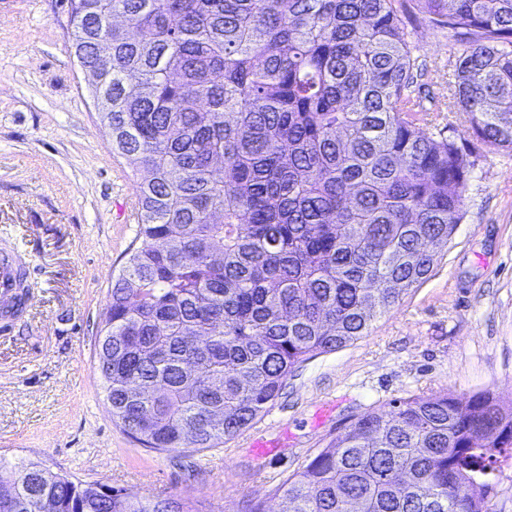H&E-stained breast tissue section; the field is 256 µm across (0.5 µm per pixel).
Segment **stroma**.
I'll return each mask as SVG.
<instances>
[{
	"label": "stroma",
	"instance_id": "35a3bbf8",
	"mask_svg": "<svg viewBox=\"0 0 512 512\" xmlns=\"http://www.w3.org/2000/svg\"><path fill=\"white\" fill-rule=\"evenodd\" d=\"M70 0H0V247L27 259L31 302L0 332V458L85 484L178 494L207 512L278 507L272 488L370 408L418 394L491 389L512 404V151L447 111L467 30L400 13L437 104L432 131L476 161L465 215L429 277L367 335L318 355L240 433L201 451L157 453L112 417L97 341L112 282L138 233L143 174L112 151L70 48Z\"/></svg>",
	"mask_w": 512,
	"mask_h": 512
}]
</instances>
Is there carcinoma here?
<instances>
[{
    "instance_id": "cac0c4a2",
    "label": "carcinoma",
    "mask_w": 512,
    "mask_h": 512,
    "mask_svg": "<svg viewBox=\"0 0 512 512\" xmlns=\"http://www.w3.org/2000/svg\"><path fill=\"white\" fill-rule=\"evenodd\" d=\"M415 2L471 35L448 108L512 151V0ZM71 19L112 151L146 172L98 339L107 402L148 448H214L427 278L475 161L429 131L396 0H84ZM509 459L495 392L419 395L356 417L272 494L282 512H496ZM24 469L0 512H205Z\"/></svg>"
}]
</instances>
